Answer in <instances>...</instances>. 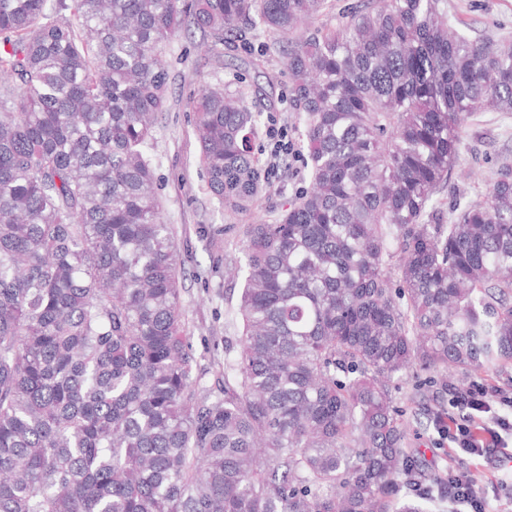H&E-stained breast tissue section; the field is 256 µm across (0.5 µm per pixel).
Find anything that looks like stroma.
Here are the masks:
<instances>
[{"label":"stroma","mask_w":512,"mask_h":512,"mask_svg":"<svg viewBox=\"0 0 512 512\" xmlns=\"http://www.w3.org/2000/svg\"><path fill=\"white\" fill-rule=\"evenodd\" d=\"M448 24L471 36L512 37V0H446ZM207 37L199 29L177 33L164 48L170 73L166 110L154 133L149 157L166 223L176 230V242L184 267L183 310L191 334L198 370L212 379L224 367L227 342L239 334L237 282L225 279V268L244 262L241 227L270 224L289 200L308 188V151L304 128L289 96L290 75L281 47L266 33L252 31L246 40L228 41L220 54H207ZM220 84L239 93L260 114L252 142L261 165L269 163L266 128L273 120L284 122L296 154L286 169L266 174L269 189L248 213L232 216L210 192L194 135L193 100L202 84ZM512 157V112H480L462 127L459 160L450 183L441 194L444 209L460 198H476L504 157ZM451 371L409 377L392 390L404 420L421 417L423 429L411 439L426 454L436 453L438 435L434 418L453 410L448 392L457 384ZM447 465L474 473L492 483L488 512H498L512 498V469L481 456L462 454L447 458Z\"/></svg>","instance_id":"stroma-1"}]
</instances>
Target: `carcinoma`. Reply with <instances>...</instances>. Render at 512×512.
<instances>
[{
    "instance_id": "cac0c4a2",
    "label": "carcinoma",
    "mask_w": 512,
    "mask_h": 512,
    "mask_svg": "<svg viewBox=\"0 0 512 512\" xmlns=\"http://www.w3.org/2000/svg\"><path fill=\"white\" fill-rule=\"evenodd\" d=\"M287 41L311 186L243 227L237 349L197 372L148 156L183 26ZM512 38L443 0H0V512H431L390 384L512 364V161L446 213ZM210 191L267 184L255 112L193 101ZM396 266L399 286L386 273Z\"/></svg>"
}]
</instances>
